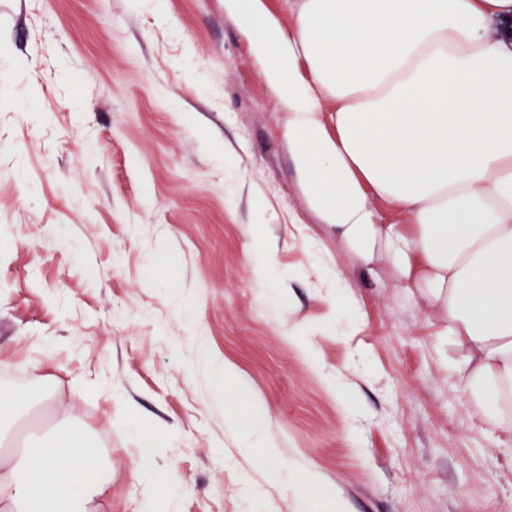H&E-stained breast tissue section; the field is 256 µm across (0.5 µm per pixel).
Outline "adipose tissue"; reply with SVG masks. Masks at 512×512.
<instances>
[{
	"instance_id": "obj_1",
	"label": "adipose tissue",
	"mask_w": 512,
	"mask_h": 512,
	"mask_svg": "<svg viewBox=\"0 0 512 512\" xmlns=\"http://www.w3.org/2000/svg\"><path fill=\"white\" fill-rule=\"evenodd\" d=\"M224 0L288 113L308 210L439 310L473 414L512 434V0ZM402 213L385 223L377 203ZM224 424L268 413L233 364ZM112 469L73 415L0 456V512H96Z\"/></svg>"
}]
</instances>
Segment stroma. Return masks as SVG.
<instances>
[{"mask_svg":"<svg viewBox=\"0 0 512 512\" xmlns=\"http://www.w3.org/2000/svg\"><path fill=\"white\" fill-rule=\"evenodd\" d=\"M287 125L224 0H0V387L33 402L16 447L71 412L112 463L99 512H305L303 475L348 512H512V436L473 416L438 310L307 210ZM227 360L268 411V464L224 428ZM147 429L168 502L132 465Z\"/></svg>","mask_w":512,"mask_h":512,"instance_id":"obj_1","label":"stroma"}]
</instances>
